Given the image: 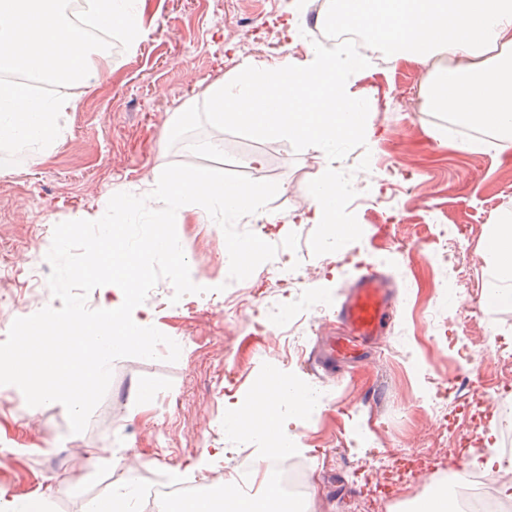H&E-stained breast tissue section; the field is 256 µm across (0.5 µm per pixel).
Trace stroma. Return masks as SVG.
I'll return each instance as SVG.
<instances>
[{
    "mask_svg": "<svg viewBox=\"0 0 512 512\" xmlns=\"http://www.w3.org/2000/svg\"><path fill=\"white\" fill-rule=\"evenodd\" d=\"M290 2L152 0L154 17L137 45L113 34L102 83L91 92L77 90L53 152L22 154L16 171L0 178V336L19 316L14 298L48 292L46 278H33L31 264L33 257H46L56 224L79 211L95 216L115 192L150 193L155 171L169 164L198 163L186 143L168 144L175 112L203 103L206 85L233 78L245 60L274 62L273 52L281 47L294 58L305 57L304 36L290 43L284 38ZM428 71L402 58L385 69L369 66L350 80L352 91L370 93L373 134L367 149H354L337 164L351 172L365 196L349 205L362 238L347 244L340 258L313 255V225L295 221L310 203L309 182L326 165L321 154L294 152L285 140L202 130V138L230 156H261L262 165H248L245 175L279 185L266 207L278 232L259 228L248 217L238 225L279 247L274 259L249 277L266 282L265 300L217 292L225 281L218 225H177L195 265L194 278L205 291L192 308L148 300L143 307L153 326L181 346L178 361H164L163 345L156 360H116L105 397L78 434L71 432L61 404L30 407L23 395L0 386V512L27 495L48 496L50 512H85L131 474L142 485L208 486L221 480L241 452L226 438L224 413L244 399L265 363L308 383L320 381L328 395L322 410L296 428L315 512H359L363 496L353 470L381 455L397 461L401 476L377 512H409L441 486L439 471L407 466L423 440L438 432L430 379L463 371L493 387L496 361L473 363L468 353L491 339L512 350V308L478 306L488 278L487 233L512 212V148L459 151L458 135L444 133L439 113L423 104ZM366 153L371 160L364 172L357 164ZM291 231L299 237L294 252L281 246ZM460 231L466 235L461 253L441 256L442 238ZM283 264L296 267L301 287L278 285ZM365 265L381 268L397 290V312L382 338L397 353L374 355L340 377L317 378L307 361L289 360L285 336L269 328L267 309L274 306L285 315L311 301L316 322L306 345L314 347L335 331L343 291ZM457 265L466 266L465 278L454 273ZM136 388L148 390V397L132 399ZM447 404L449 422L472 441L469 464L483 463L491 449L503 447L512 414L487 417L481 396L470 391L452 393ZM63 448L71 455L58 472L49 461ZM120 448L129 451L125 463L91 468L94 457ZM205 448L219 454L212 469L201 472L194 464Z\"/></svg>",
    "mask_w": 512,
    "mask_h": 512,
    "instance_id": "1",
    "label": "stroma"
}]
</instances>
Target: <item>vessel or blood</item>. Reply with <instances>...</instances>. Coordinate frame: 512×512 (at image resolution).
Returning <instances> with one entry per match:
<instances>
[{
	"instance_id": "1",
	"label": "vessel or blood",
	"mask_w": 512,
	"mask_h": 512,
	"mask_svg": "<svg viewBox=\"0 0 512 512\" xmlns=\"http://www.w3.org/2000/svg\"><path fill=\"white\" fill-rule=\"evenodd\" d=\"M397 303L386 276L370 268L344 293L336 311L338 331L321 340L315 365L328 374L361 363L386 330Z\"/></svg>"
}]
</instances>
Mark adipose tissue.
<instances>
[{"label": "adipose tissue", "mask_w": 512, "mask_h": 512, "mask_svg": "<svg viewBox=\"0 0 512 512\" xmlns=\"http://www.w3.org/2000/svg\"><path fill=\"white\" fill-rule=\"evenodd\" d=\"M61 3L0 0V69L50 77L64 61L74 85L93 88L106 57L91 53L81 30L63 21ZM91 3L102 25L134 38L144 34L148 0ZM323 21L362 30L396 60H454V68H434L425 82L429 108L493 130L491 149L512 146V0H334ZM72 106L66 93L39 97L0 83V177L25 151L50 153L60 137L58 119ZM485 256L490 277L480 308L512 307V213L492 225Z\"/></svg>", "instance_id": "obj_1"}]
</instances>
